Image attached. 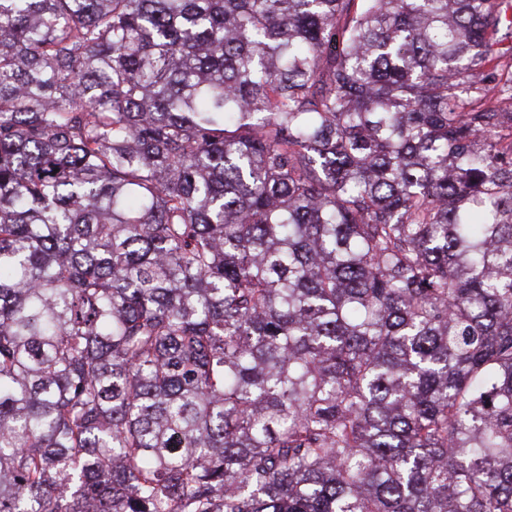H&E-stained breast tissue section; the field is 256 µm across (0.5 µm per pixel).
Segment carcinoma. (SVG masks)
I'll list each match as a JSON object with an SVG mask.
<instances>
[{
  "label": "carcinoma",
  "mask_w": 512,
  "mask_h": 512,
  "mask_svg": "<svg viewBox=\"0 0 512 512\" xmlns=\"http://www.w3.org/2000/svg\"><path fill=\"white\" fill-rule=\"evenodd\" d=\"M512 0H0V512H512Z\"/></svg>",
  "instance_id": "carcinoma-1"
}]
</instances>
